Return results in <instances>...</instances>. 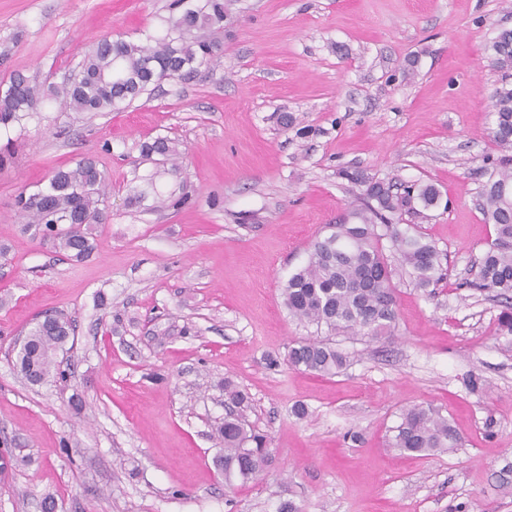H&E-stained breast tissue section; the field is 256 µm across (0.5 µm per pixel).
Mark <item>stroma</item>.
Returning <instances> with one entry per match:
<instances>
[{
  "instance_id": "stroma-1",
  "label": "stroma",
  "mask_w": 512,
  "mask_h": 512,
  "mask_svg": "<svg viewBox=\"0 0 512 512\" xmlns=\"http://www.w3.org/2000/svg\"><path fill=\"white\" fill-rule=\"evenodd\" d=\"M169 0H0V88L60 85L96 38L156 33ZM512 0H228L222 56L97 114L46 102L0 134V512H512V335L467 287L494 237L478 191L501 152L487 47ZM292 122L282 125L280 113ZM170 139L176 162L143 156ZM94 159L108 221L80 262L28 230L20 191ZM436 183L418 220L443 254L433 290L397 280L390 335L337 337L333 376L290 366L315 327L281 287L361 191L343 178ZM71 316L68 377L33 386L13 362L44 312ZM479 377L471 387L470 377ZM271 463L225 480L213 437L224 386ZM304 405L305 417L293 409ZM438 409L456 448L403 456V408Z\"/></svg>"
}]
</instances>
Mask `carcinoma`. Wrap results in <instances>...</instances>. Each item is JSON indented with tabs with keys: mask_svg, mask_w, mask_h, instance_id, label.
<instances>
[{
	"mask_svg": "<svg viewBox=\"0 0 512 512\" xmlns=\"http://www.w3.org/2000/svg\"><path fill=\"white\" fill-rule=\"evenodd\" d=\"M224 0H172L162 34L144 43L103 36L84 50L71 82L46 89L23 74L14 75L0 92V127L38 111L51 97L73 112H114L124 109L165 77H188L218 56L223 45L213 35L224 31ZM493 66L512 75V30H503L488 46ZM491 136L507 154L501 156L482 185L480 209L494 226L495 238L482 257L477 280L470 286L495 293L507 311L500 328L512 334V86L504 83L491 98ZM147 155L174 157L169 141L158 138L142 146ZM106 174L87 158L75 167L53 171L48 184L20 192L15 206L25 223L55 242L73 261L88 257L95 247L92 226L107 220L110 193ZM442 193L433 183L412 184L399 192L385 181H368L366 189L326 233L315 238L306 263L281 288L288 313L297 320L326 328L327 335L378 338L391 332L396 318V269L384 242L401 258L402 269L418 288L436 287L446 278L441 254L433 241L401 224L402 216L424 217L439 206ZM74 325L59 312L49 326L35 323L18 352L22 376L42 384L65 376L58 356L65 351ZM287 361L319 375H335L346 356L330 343L305 339L288 350ZM391 445L401 454L428 456L457 444L454 430L439 411L422 406L402 410ZM224 453L215 465L224 476L249 480L269 463L265 440L245 428L242 416L229 413L217 429Z\"/></svg>",
	"mask_w": 512,
	"mask_h": 512,
	"instance_id": "carcinoma-1",
	"label": "carcinoma"
}]
</instances>
